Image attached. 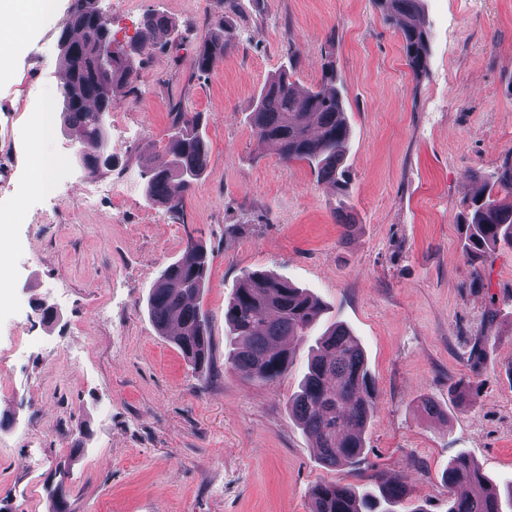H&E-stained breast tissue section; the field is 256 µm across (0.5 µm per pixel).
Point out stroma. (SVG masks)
<instances>
[{
    "instance_id": "stroma-1",
    "label": "stroma",
    "mask_w": 512,
    "mask_h": 512,
    "mask_svg": "<svg viewBox=\"0 0 512 512\" xmlns=\"http://www.w3.org/2000/svg\"><path fill=\"white\" fill-rule=\"evenodd\" d=\"M69 5L36 21L14 81L0 85V208L17 211L0 265V512H53L58 485L68 512H309L316 483L362 487L378 474L425 512H447L443 475L461 453L490 481L512 480V249L484 264L464 253L458 223L475 172L512 154V0H424L418 81L372 0H99L116 46L138 47L136 78L106 120L115 166L79 168L57 114L42 146L52 187L35 191L30 120L60 101ZM149 14L178 40L143 36ZM219 18L235 45L197 78L193 50ZM329 54L351 127L345 197L306 162L256 147L247 122L271 75L291 68L311 90ZM177 107L204 113L210 149L179 217L144 192ZM191 239L213 256L204 377L148 308ZM255 269L314 292L361 343L379 403L358 465L325 467L288 412L306 346L273 385L227 368L224 307ZM481 336L494 349L475 373ZM459 380L462 400L448 390Z\"/></svg>"
}]
</instances>
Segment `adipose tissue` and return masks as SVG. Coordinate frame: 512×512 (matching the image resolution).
Listing matches in <instances>:
<instances>
[{"label":"adipose tissue","mask_w":512,"mask_h":512,"mask_svg":"<svg viewBox=\"0 0 512 512\" xmlns=\"http://www.w3.org/2000/svg\"><path fill=\"white\" fill-rule=\"evenodd\" d=\"M57 0H0V83L13 76L17 53L32 42L33 19L52 14Z\"/></svg>","instance_id":"ef3b65f1"}]
</instances>
